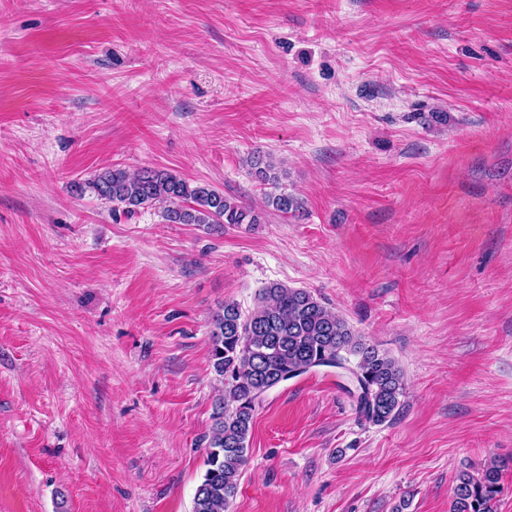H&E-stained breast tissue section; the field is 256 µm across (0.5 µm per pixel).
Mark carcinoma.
Returning a JSON list of instances; mask_svg holds the SVG:
<instances>
[{
  "instance_id": "obj_1",
  "label": "carcinoma",
  "mask_w": 512,
  "mask_h": 512,
  "mask_svg": "<svg viewBox=\"0 0 512 512\" xmlns=\"http://www.w3.org/2000/svg\"><path fill=\"white\" fill-rule=\"evenodd\" d=\"M249 166L260 181L278 186L279 170L272 157L258 152L250 157ZM77 189L90 190L111 203L114 213L132 215L140 208L162 205L163 217L170 224L264 223V213L167 170L145 168L130 174L113 166L77 184ZM265 207L294 215L302 204L294 195L280 191L265 195ZM210 339V360L224 391L214 402L206 469L194 494L192 512H228L247 462L256 404L280 376L304 374L311 360L326 353L357 356L365 398L356 401V409L375 425L392 421L405 395L404 376L395 361L305 289L272 283L247 315L238 304L224 303L213 318ZM501 478L502 465L495 460L476 474L459 471L451 512H496Z\"/></svg>"
}]
</instances>
